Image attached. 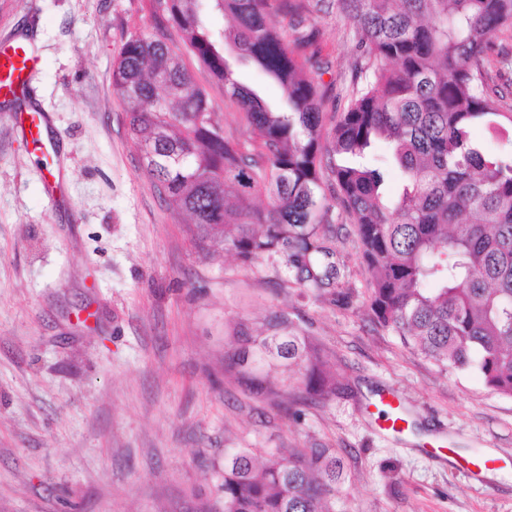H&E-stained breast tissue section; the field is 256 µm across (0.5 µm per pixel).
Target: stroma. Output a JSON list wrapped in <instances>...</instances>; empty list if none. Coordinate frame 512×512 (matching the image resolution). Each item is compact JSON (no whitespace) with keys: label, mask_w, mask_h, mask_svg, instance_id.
<instances>
[{"label":"stroma","mask_w":512,"mask_h":512,"mask_svg":"<svg viewBox=\"0 0 512 512\" xmlns=\"http://www.w3.org/2000/svg\"><path fill=\"white\" fill-rule=\"evenodd\" d=\"M345 93L349 22L313 15ZM152 27L146 0H0V38L38 56L27 105L45 112L66 200L0 104V512H215L213 461L228 448L342 449L335 512H512V398L476 372L443 370L378 329L350 221L333 224L341 300L298 284L277 256L209 258L142 172L112 64ZM226 137L242 112L199 66ZM288 310L343 390L284 414L224 372V338ZM410 427L382 430L378 392ZM476 454L506 476L474 477Z\"/></svg>","instance_id":"1"}]
</instances>
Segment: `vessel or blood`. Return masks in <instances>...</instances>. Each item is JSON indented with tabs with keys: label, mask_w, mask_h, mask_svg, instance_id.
Returning a JSON list of instances; mask_svg holds the SVG:
<instances>
[{
	"label": "vessel or blood",
	"mask_w": 512,
	"mask_h": 512,
	"mask_svg": "<svg viewBox=\"0 0 512 512\" xmlns=\"http://www.w3.org/2000/svg\"><path fill=\"white\" fill-rule=\"evenodd\" d=\"M36 58L19 42H0V102L16 104L15 121L36 148L45 146L47 119L43 112L24 107L28 73Z\"/></svg>",
	"instance_id": "b4317fda"
}]
</instances>
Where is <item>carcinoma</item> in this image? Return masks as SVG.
<instances>
[{
  "label": "carcinoma",
  "mask_w": 512,
  "mask_h": 512,
  "mask_svg": "<svg viewBox=\"0 0 512 512\" xmlns=\"http://www.w3.org/2000/svg\"><path fill=\"white\" fill-rule=\"evenodd\" d=\"M336 10L358 56L346 101L310 23ZM154 31L129 34L112 88L142 150L143 173L194 226L207 255L244 262L278 255L296 281L339 283L326 227L357 224L369 311L444 369L477 371L512 397V0H148ZM230 17L231 30L214 24ZM178 29L187 51L245 112L249 143L224 136L208 94L158 31ZM249 66L282 93L269 104L244 85ZM338 112L331 128L326 107ZM508 146L492 150L488 139ZM398 175L397 189L388 186ZM267 194L254 211L249 199ZM224 371L280 408L336 394L321 346L286 311L269 333L239 325ZM291 377L288 389L274 379ZM219 512H333L349 475L337 449L226 448L213 465Z\"/></svg>",
  "instance_id": "cac0c4a2"
}]
</instances>
